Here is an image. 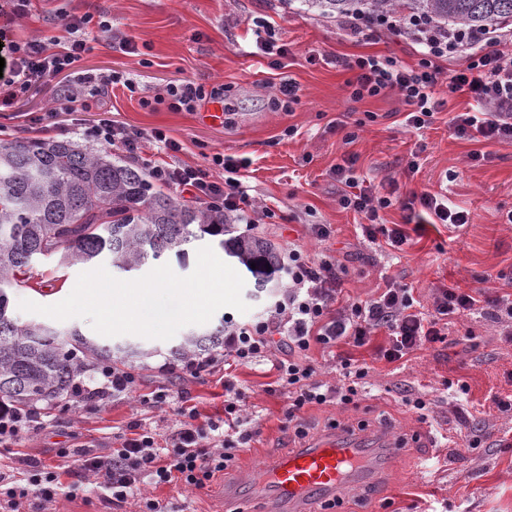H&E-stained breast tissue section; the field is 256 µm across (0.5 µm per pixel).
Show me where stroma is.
<instances>
[{
  "label": "stroma",
  "mask_w": 512,
  "mask_h": 512,
  "mask_svg": "<svg viewBox=\"0 0 512 512\" xmlns=\"http://www.w3.org/2000/svg\"><path fill=\"white\" fill-rule=\"evenodd\" d=\"M80 10H105L112 17L115 46L95 45L84 55L82 70L116 71L134 81L136 92L117 86L112 90V117L138 129L160 128L179 141L182 149L172 159L179 164L203 163L205 156L224 153L246 158L248 193L254 205L272 208V221H259L257 235L280 249L289 244L318 254L331 248L344 269L345 295L371 297L381 273L399 277L413 288L422 303H429L435 288L448 285L487 296H512V145L484 140H463L448 128L451 113L464 109L466 96L453 98L422 135L403 124L407 107L397 96L354 102L348 98L351 71L333 64H310L313 55L352 57L359 54L394 56L415 65L418 56L404 40L387 33L351 37L340 21L302 13L287 0H72ZM32 17L17 19L12 0H0V44L31 36H58L61 21L53 0H34ZM265 15L290 53L281 67L269 56L256 53L259 32L252 23ZM129 38L148 45L147 55L121 49L117 41ZM292 79L301 101L295 112H277L270 106L281 80ZM176 79H191L204 86L224 85L234 116L231 125L210 121L204 110L173 112L166 106L142 108L140 98H153ZM54 97L53 82L33 89L18 105L0 104V138L33 137L26 113L46 111ZM373 120H366V113ZM356 131L346 142L337 121ZM355 157L358 174L381 193L408 198L429 191L447 195L450 205L469 212L461 227L446 224L407 226L410 242L404 252L365 241L358 217L338 203L340 186L330 170L345 158ZM419 168L408 172L410 157ZM310 224L331 225L330 245L311 238ZM80 265L57 267L42 261L29 284L12 291L13 302L30 300L51 305L73 290ZM288 286L279 278L264 290L246 279L242 292L248 312L220 309L206 323L213 330L220 321L242 324L263 315ZM472 341H461L465 330ZM183 327L171 339L130 336V343L151 350L150 368L139 376L148 389L166 388L171 402H184L201 414L223 408L220 372L162 371L171 348L195 333ZM449 341L416 351L407 360L389 363L376 359L388 343L378 331L368 346L353 349L355 358L371 365L374 386L358 405L333 404L303 410L308 434L296 438L282 427L285 398L274 391V378L259 366H238L233 373L247 406L261 415V433L241 449L236 463L224 470L225 478L249 477L261 467L289 453L311 447L317 440L340 431L372 448L383 440L408 442L413 454L396 455L381 487L343 493L332 512H512V410H500L498 400L512 396V338L490 312L475 311L453 317ZM464 383L465 413L455 411L445 381ZM429 401L426 416L404 403L407 395ZM43 427L21 439L0 444V471L21 475L26 463L37 462L63 472L62 486L47 504L31 502L28 512H135V504L113 506L93 485L80 483L73 469L78 454L92 449L110 453L127 425L138 422L170 433L178 418L140 406L123 395L106 398L98 408L86 409L75 399L45 410ZM482 430L480 447L468 439ZM147 496L168 502L178 512H222L214 484L191 490L178 483L144 484Z\"/></svg>",
  "instance_id": "obj_1"
}]
</instances>
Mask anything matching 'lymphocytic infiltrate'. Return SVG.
<instances>
[{
  "label": "lymphocytic infiltrate",
  "instance_id": "obj_1",
  "mask_svg": "<svg viewBox=\"0 0 512 512\" xmlns=\"http://www.w3.org/2000/svg\"><path fill=\"white\" fill-rule=\"evenodd\" d=\"M60 16L62 36L32 37L11 44L12 78L0 92V100L7 104L25 100L37 84L68 76V84L58 86L49 111L28 115L29 128L63 132L67 116L95 113V120L79 124L84 139L132 156L140 155L144 142L156 143L159 155L143 161L153 182L189 197L191 202L219 206L225 214L253 226L248 216V189L239 175L246 160L216 153L201 165L176 164L169 156L179 152L181 145L164 130L135 129L113 120L107 107L113 86L120 84L131 91L134 83L114 71L94 74L76 68L91 49V37L111 40V18L104 12L78 14L67 10ZM342 25L354 36L371 27L410 40L419 56L413 66L391 56L337 58V65L354 73L348 83L351 101L396 95L408 107L405 127L417 132L432 124L436 114L447 108L449 98L464 95L469 99L468 107L453 113L449 120L454 135L512 144L511 22L471 30L447 27L426 16L381 14L370 18L349 16ZM452 60L456 68L444 69V62ZM224 100L223 86L208 88L189 79H177L166 85L158 101L174 111L193 112L202 104ZM330 174L341 186L340 207L360 217L362 236L370 243L382 240L399 251L409 241L407 224L459 227L470 221L468 212L450 208L444 195L424 192L399 204L405 213L403 223L383 224L381 211L394 203L358 175L354 158L344 159ZM282 264L288 287L271 314L225 330L224 353L238 365L270 364L287 401L282 422L286 429L299 428L298 414L304 407L332 402L350 405L367 390V364L339 352L338 344L360 348L369 344L377 330L387 329L390 340L378 356L394 363L426 345L445 341L448 320L455 314L479 310L489 303L495 315L512 318L510 300L495 298L488 302L481 293L445 285L437 288L430 308H423L412 288L388 276L374 297H343L341 270L335 257L325 254L315 259L295 245L285 250ZM314 345L334 349L336 384L318 379L317 369L307 357ZM111 394L130 396L152 409L173 408L178 418L176 428L162 437L145 425L131 424L112 453L88 455L77 463L83 477L93 479L114 505L133 500L139 512H168L158 500L142 497L144 483L180 482L204 488L217 473L232 465L243 445L260 432L259 415H242V395L229 376L224 379V416L220 419H200L193 407H171L163 393L144 392L139 376L130 371L102 370L96 387L80 388L89 408ZM60 486L59 473L33 462L19 480L0 472V512H22L33 500L51 502Z\"/></svg>",
  "mask_w": 512,
  "mask_h": 512
}]
</instances>
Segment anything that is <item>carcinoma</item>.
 Instances as JSON below:
<instances>
[{
  "label": "carcinoma",
  "instance_id": "obj_1",
  "mask_svg": "<svg viewBox=\"0 0 512 512\" xmlns=\"http://www.w3.org/2000/svg\"><path fill=\"white\" fill-rule=\"evenodd\" d=\"M298 10L329 17L380 14L389 0H296ZM403 13L460 28L512 22V0H402ZM245 267L262 290L283 271L278 246L256 234L236 235L216 206L189 207L159 189L138 166L72 141L30 138L0 142V406L21 412L54 406L77 389L76 379L106 366L126 368L152 356L131 344H101L79 330L21 323L11 290L33 278L35 261L65 266L101 256L123 271L205 237ZM224 347V325L191 334L168 363L200 361Z\"/></svg>",
  "mask_w": 512,
  "mask_h": 512
}]
</instances>
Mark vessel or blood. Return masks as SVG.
Wrapping results in <instances>:
<instances>
[{"instance_id":"b4317fda","label":"vessel or blood","mask_w":512,"mask_h":512,"mask_svg":"<svg viewBox=\"0 0 512 512\" xmlns=\"http://www.w3.org/2000/svg\"><path fill=\"white\" fill-rule=\"evenodd\" d=\"M388 460L364 449L327 439L268 466L254 481L280 512H311L315 504L333 500L338 490L374 483Z\"/></svg>"}]
</instances>
